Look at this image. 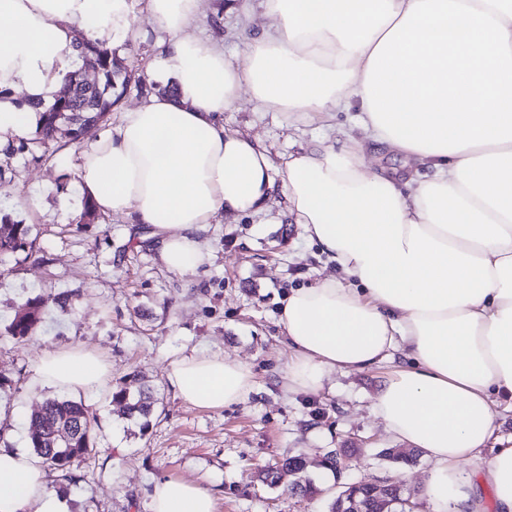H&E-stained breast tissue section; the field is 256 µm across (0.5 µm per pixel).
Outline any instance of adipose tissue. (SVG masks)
I'll use <instances>...</instances> for the list:
<instances>
[{
	"mask_svg": "<svg viewBox=\"0 0 512 512\" xmlns=\"http://www.w3.org/2000/svg\"><path fill=\"white\" fill-rule=\"evenodd\" d=\"M204 0H146L164 33L156 60L171 96L121 112L83 148L81 188L98 210L148 226L178 274L211 264L200 234L218 211L251 215L281 188L307 238L355 280L293 290L278 323L288 346L281 384L320 394L336 372L384 367L373 414L432 470V512H484L464 466L475 462L512 512V446L490 448L495 394H512V0H262L264 24L243 59L194 35ZM106 46L135 32L131 0H0V146L31 135L80 58L77 33ZM248 97L288 120L357 107L369 139L416 159L399 181L370 170L347 136L289 154L224 126ZM111 367L78 346L44 353L31 389L100 391ZM185 402L221 409L255 388L220 353L171 360ZM0 512H67L41 467L0 448ZM150 512H216L200 483L155 482Z\"/></svg>",
	"mask_w": 512,
	"mask_h": 512,
	"instance_id": "obj_1",
	"label": "adipose tissue"
}]
</instances>
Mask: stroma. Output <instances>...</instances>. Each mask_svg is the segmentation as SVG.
I'll use <instances>...</instances> for the list:
<instances>
[{"label": "stroma", "instance_id": "obj_1", "mask_svg": "<svg viewBox=\"0 0 512 512\" xmlns=\"http://www.w3.org/2000/svg\"><path fill=\"white\" fill-rule=\"evenodd\" d=\"M141 0H132L140 37L114 49L133 71L123 105L140 103L141 84H159L154 62L161 33L142 18ZM264 22L260 0H205L195 28L224 48L232 59L245 52V33ZM351 115L327 121L285 122L275 112L241 103L225 112L224 125L249 135L273 158L325 141H344ZM78 151L65 148L42 161L16 153L0 177V217L29 224L37 263L23 256L0 261V444L29 450V426L44 399L59 391L32 392L29 379L38 358L61 347L97 351L112 368L105 391L85 396L98 416L95 458L77 482L46 472L50 489L65 499L68 512H150L156 480L200 482L215 497L217 512H329L347 482H401L412 495L413 512H431L418 493L428 477L425 459L404 466L387 458L395 444L372 414L382 371L331 375L317 395H287L279 376L288 349L278 325L279 307L292 289L314 285L333 273L301 226L291 223L282 193H274L265 212L217 214L203 235L213 252L205 271L179 275L161 263L157 245L141 225L105 215L78 226ZM74 291L68 311L45 313L31 340L15 345L6 327L28 298L43 292ZM195 351H221L248 364L254 392L236 405L210 410L180 399L166 368L171 358ZM139 373L156 387L162 402L149 428L117 416L110 391ZM335 448L352 460L341 476L320 470L318 460ZM288 455L305 457L308 476L323 491L300 498L285 487L261 482L260 468Z\"/></svg>", "mask_w": 512, "mask_h": 512}]
</instances>
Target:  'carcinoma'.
I'll return each mask as SVG.
<instances>
[{
	"instance_id": "cac0c4a2",
	"label": "carcinoma",
	"mask_w": 512,
	"mask_h": 512,
	"mask_svg": "<svg viewBox=\"0 0 512 512\" xmlns=\"http://www.w3.org/2000/svg\"><path fill=\"white\" fill-rule=\"evenodd\" d=\"M79 47L84 58L94 61L97 81L91 85L79 72L67 74L65 82L70 86L71 96L59 97L44 107L42 125L29 141L17 148L11 144L5 146L0 150L4 155L26 151L33 160L40 161L51 150L57 152L67 147L78 150L84 127L107 120L112 107L121 98L115 91L126 90L129 82L124 59L112 48L93 43L82 35L79 36ZM30 234L31 227L27 224H0V258L22 252L27 259L44 261V257L37 255ZM70 299L71 294L65 291L40 293L29 298L9 323V336L16 344H25L44 313L51 308L67 310ZM110 398L122 417L141 421L144 429L160 404L158 393L135 374L113 390ZM96 425L97 415L84 401L48 398L31 419L30 447L43 466L57 472L61 479L74 482L80 478L78 472L83 465L98 453L94 436ZM288 473L295 476L292 489L299 490L300 495L310 497L318 493L313 480L306 476L307 470L300 456H286L266 466L265 481L277 485Z\"/></svg>"
}]
</instances>
